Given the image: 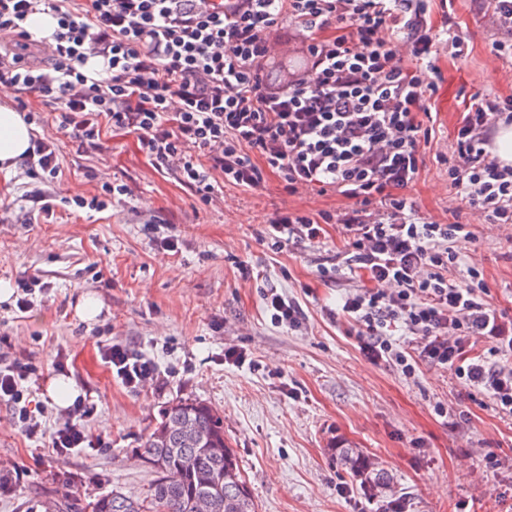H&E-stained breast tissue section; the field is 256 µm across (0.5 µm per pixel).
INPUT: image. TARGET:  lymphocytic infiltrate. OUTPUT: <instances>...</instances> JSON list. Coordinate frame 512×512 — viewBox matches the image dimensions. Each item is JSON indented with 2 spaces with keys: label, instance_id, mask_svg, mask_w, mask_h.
<instances>
[{
  "label": "lymphocytic infiltrate",
  "instance_id": "1",
  "mask_svg": "<svg viewBox=\"0 0 512 512\" xmlns=\"http://www.w3.org/2000/svg\"><path fill=\"white\" fill-rule=\"evenodd\" d=\"M0 0V85L60 106L81 149H98L103 123L136 134L156 171L174 175L203 204L224 186L246 191L277 176L288 195L342 196L336 211L286 209L265 229L271 247L317 242L326 225L344 230L337 265L367 274L369 286L346 294L342 313L364 355L415 378L421 364L453 372L512 416V318L491 307L482 269L464 265L453 244L472 232L452 209L439 224L423 218L410 194L430 142L428 100L443 45L462 49L452 26L435 29L429 0ZM47 11L58 27L44 41L52 62L37 65L25 22ZM288 18L304 39L302 68L285 81L268 71ZM99 58L107 80L86 74ZM512 124V97L478 94L440 154L456 197L490 223L512 224V164L493 151L499 124ZM24 166L42 183L29 200L52 211L46 184L57 178L59 147L32 137ZM465 266L467 282L450 278ZM404 331L406 341L395 339ZM122 384L139 389L160 377L157 364L122 343L100 347ZM34 365L0 363V402L26 436L41 424L27 403ZM73 417L52 436L53 453L97 449L84 423L95 406L78 400Z\"/></svg>",
  "mask_w": 512,
  "mask_h": 512
}]
</instances>
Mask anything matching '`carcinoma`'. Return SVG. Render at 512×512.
Instances as JSON below:
<instances>
[{
	"mask_svg": "<svg viewBox=\"0 0 512 512\" xmlns=\"http://www.w3.org/2000/svg\"><path fill=\"white\" fill-rule=\"evenodd\" d=\"M184 425L193 427L203 443L180 437L177 429ZM139 452L155 473L144 497L133 499L112 490L86 501L74 493L64 501L51 502L49 512H86L89 506L91 512H195L202 497L211 500L212 512H256L236 453L224 437L223 418L205 403L180 399L165 406ZM338 457L341 464L363 476L369 492L390 488L388 473L353 449H339ZM185 458L192 459V467H182Z\"/></svg>",
	"mask_w": 512,
	"mask_h": 512,
	"instance_id": "cac0c4a2",
	"label": "carcinoma"
}]
</instances>
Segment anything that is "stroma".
Listing matches in <instances>:
<instances>
[{"mask_svg":"<svg viewBox=\"0 0 512 512\" xmlns=\"http://www.w3.org/2000/svg\"><path fill=\"white\" fill-rule=\"evenodd\" d=\"M453 16L468 48L464 56H440V76L428 105L435 136L410 194L422 217L447 222L457 201L438 154L472 96H512V60L490 55L494 30L483 0H454ZM35 111L36 135L60 149L52 214L33 208L26 168L0 171V281L35 275L46 292L26 313L0 307V358L37 365L30 382L33 405L47 406L39 420L45 436L31 440L0 405V476L24 470L22 484L0 492V512H44L62 492L82 498L117 490L140 496L153 475L137 461L160 409L179 399L206 402L224 417L257 512H512V417L499 414L483 394L446 370L421 365L407 380L385 363L367 360L337 309L359 280L342 274L323 281L318 268L343 249L336 225L323 243L268 247L264 230L283 208L335 210V195L286 194L276 177L258 191L234 186L208 205L173 176L151 166L135 134L105 128L97 150H80L61 131L59 112L40 97L24 100ZM127 184L125 200L105 210L70 206V198L98 195L103 183ZM472 238L456 250L482 268L488 299L512 314V241L472 207L462 208ZM177 251L165 250L163 238ZM249 268L242 277L241 268ZM266 288L299 301L300 328L270 324ZM103 312L85 322L76 314L84 294ZM134 346L153 357L167 376L137 391L125 388L102 362L108 342ZM258 360L262 372L225 362L228 349ZM64 355L65 371L54 367ZM67 376L96 414L91 437L111 444L105 454L50 453L47 437L70 417L51 402L48 381ZM448 416L436 413V405ZM355 448L393 479L391 494L365 493L360 477L337 461L338 449ZM496 454L500 468L486 465ZM346 494H339V487Z\"/></svg>","mask_w":512,"mask_h":512,"instance_id":"obj_1","label":"stroma"}]
</instances>
